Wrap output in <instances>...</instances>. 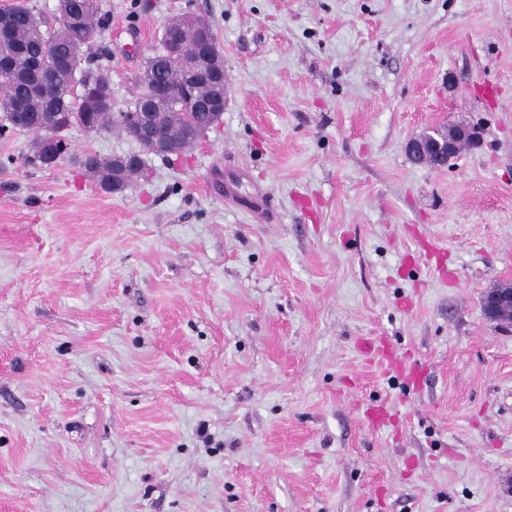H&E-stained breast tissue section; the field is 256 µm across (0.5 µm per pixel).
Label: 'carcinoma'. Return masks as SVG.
Returning a JSON list of instances; mask_svg holds the SVG:
<instances>
[{"instance_id":"obj_1","label":"carcinoma","mask_w":512,"mask_h":512,"mask_svg":"<svg viewBox=\"0 0 512 512\" xmlns=\"http://www.w3.org/2000/svg\"><path fill=\"white\" fill-rule=\"evenodd\" d=\"M65 16H57L58 26H48L45 19L23 4L0 8V16L10 30L0 35V136L13 131L35 134L31 155L26 164L45 163L43 133L40 126L54 130L58 141L72 123H78L96 133L117 129L128 137L138 134L143 113L152 112L151 120L158 142L180 152L195 143L194 127L210 126V112L219 108H199L188 116L179 106L195 102L220 103L223 86L196 79L191 63L183 67L159 71H144L139 77L141 88L161 83L165 93L147 109L136 99L127 110L112 111L110 79L97 56L87 54L76 65L70 64L75 46L89 48L106 29L108 20L99 14L97 0H65ZM197 33L174 27L164 28L161 48H177L186 57H197ZM87 88L96 93V106L81 111L76 107L74 88ZM87 172L102 189L112 194L124 191L135 175H145V166L135 169L122 167L114 157L87 153L79 159Z\"/></svg>"}]
</instances>
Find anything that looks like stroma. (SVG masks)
<instances>
[{"label":"stroma","instance_id":"obj_1","mask_svg":"<svg viewBox=\"0 0 512 512\" xmlns=\"http://www.w3.org/2000/svg\"><path fill=\"white\" fill-rule=\"evenodd\" d=\"M98 4L113 111L185 11L226 104L117 194L0 137V512H512V324L482 308L512 282V0ZM458 121L478 144L411 161ZM186 18L187 22L193 25L199 32L200 53L205 56V60L201 64L196 59L198 73L204 80L218 76L224 60V54L217 38L212 39L208 36L207 27L195 15L190 14ZM480 132L473 125H448L445 130L423 132L407 144L410 157L434 168L448 166V157L454 154L461 143L473 145L479 141ZM377 360L386 373L392 374L394 378L401 380L405 385L415 374L407 359L393 349L380 348L377 352Z\"/></svg>","mask_w":512,"mask_h":512}]
</instances>
